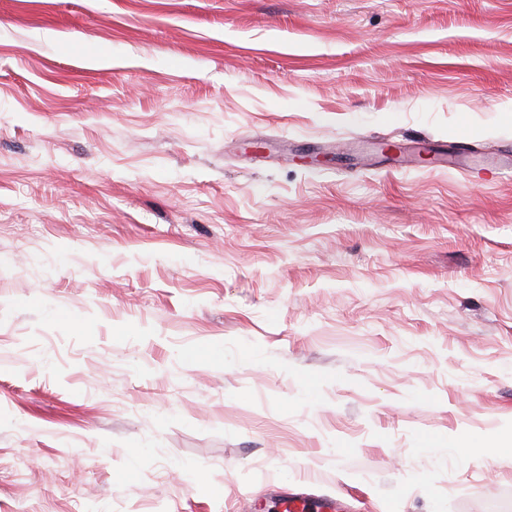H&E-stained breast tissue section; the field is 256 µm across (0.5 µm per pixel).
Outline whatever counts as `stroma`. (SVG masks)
Masks as SVG:
<instances>
[{"label": "stroma", "instance_id": "35a3bbf8", "mask_svg": "<svg viewBox=\"0 0 512 512\" xmlns=\"http://www.w3.org/2000/svg\"><path fill=\"white\" fill-rule=\"evenodd\" d=\"M509 154L512 0H0V512L512 508Z\"/></svg>", "mask_w": 512, "mask_h": 512}]
</instances>
